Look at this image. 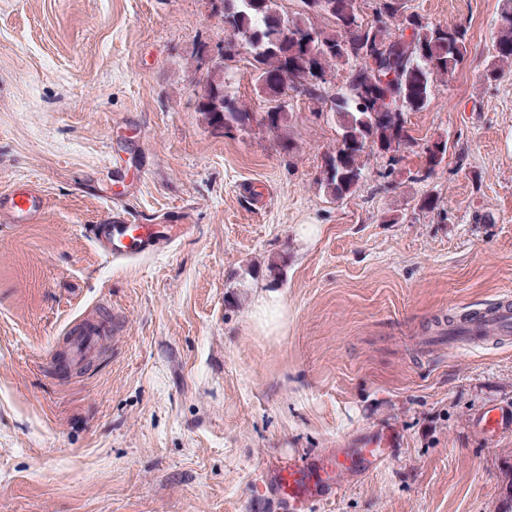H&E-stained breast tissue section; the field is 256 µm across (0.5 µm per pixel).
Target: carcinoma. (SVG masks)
<instances>
[{
    "mask_svg": "<svg viewBox=\"0 0 512 512\" xmlns=\"http://www.w3.org/2000/svg\"><path fill=\"white\" fill-rule=\"evenodd\" d=\"M224 47L237 55L234 39L243 49L256 74L259 92L280 95L278 76L287 68L304 65L326 73L330 63L350 66L346 90L331 98L340 138L326 161L323 185L332 198L353 194L363 180V155L369 150L396 151L409 140L405 113L423 110L430 101L435 79L455 73L464 58L457 44L466 43L467 31L458 26L442 27L418 14L406 15L401 0H378V21L365 23L358 14V0H325L334 27L318 31V46L309 54L294 38L281 37L282 15L277 0H222ZM489 75H497L498 64L512 63V0H501L499 24L493 39ZM378 63L372 73L368 61ZM208 125H244L251 113L224 92V66L207 72L198 105ZM287 119L283 107L266 112L261 122L271 130L281 129ZM447 142L438 139L424 149L429 177L442 162Z\"/></svg>",
    "mask_w": 512,
    "mask_h": 512,
    "instance_id": "obj_1",
    "label": "carcinoma"
}]
</instances>
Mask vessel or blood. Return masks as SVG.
<instances>
[{"label": "vessel or blood", "mask_w": 512, "mask_h": 512, "mask_svg": "<svg viewBox=\"0 0 512 512\" xmlns=\"http://www.w3.org/2000/svg\"><path fill=\"white\" fill-rule=\"evenodd\" d=\"M40 209L36 198L27 193L11 201L13 222H29ZM190 230L186 224H133L125 215L113 214L111 221L94 225L93 240L99 254L111 260L149 256L170 246ZM112 332L108 318L86 320L69 332L68 348L55 371L90 364L96 358L101 340ZM512 333V303H499L480 312L477 322L458 326V341H476L481 336ZM398 434L390 430L361 435L346 448L335 449L318 460L275 461L265 472L262 488L281 504L284 512H309L317 502L326 500L342 487L349 477L361 476L383 466L389 450L399 445Z\"/></svg>", "instance_id": "b4317fda"}]
</instances>
